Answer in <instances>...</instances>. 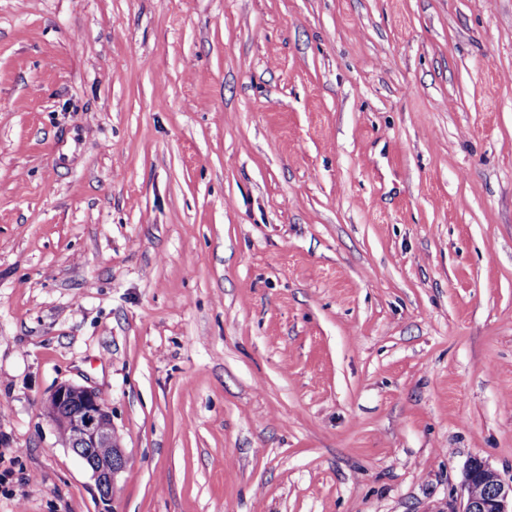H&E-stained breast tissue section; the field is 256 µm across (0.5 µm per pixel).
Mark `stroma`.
<instances>
[{"mask_svg": "<svg viewBox=\"0 0 512 512\" xmlns=\"http://www.w3.org/2000/svg\"><path fill=\"white\" fill-rule=\"evenodd\" d=\"M448 512L512 476V0H0V512ZM46 417L62 435L66 447L91 473L100 497L109 501L123 451L114 434L112 409L93 387L61 382L44 403ZM448 512H512V477L505 480L474 458L464 471L459 505H450Z\"/></svg>", "mask_w": 512, "mask_h": 512, "instance_id": "35a3bbf8", "label": "stroma"}]
</instances>
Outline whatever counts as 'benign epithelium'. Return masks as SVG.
<instances>
[{"label": "benign epithelium", "instance_id": "benign-epithelium-1", "mask_svg": "<svg viewBox=\"0 0 512 512\" xmlns=\"http://www.w3.org/2000/svg\"><path fill=\"white\" fill-rule=\"evenodd\" d=\"M46 417L67 435L70 450L91 473L100 497L108 501L123 466L114 434L112 409L93 387L58 384L44 403ZM448 512H512V477L504 479L483 460L465 468L459 505Z\"/></svg>", "mask_w": 512, "mask_h": 512}]
</instances>
